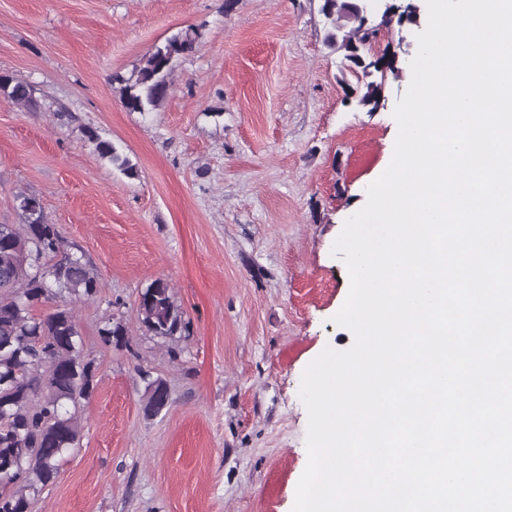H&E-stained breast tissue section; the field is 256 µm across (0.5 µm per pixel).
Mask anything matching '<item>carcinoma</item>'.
<instances>
[{"label": "carcinoma", "mask_w": 512, "mask_h": 512, "mask_svg": "<svg viewBox=\"0 0 512 512\" xmlns=\"http://www.w3.org/2000/svg\"><path fill=\"white\" fill-rule=\"evenodd\" d=\"M327 23L325 45L343 52V63L364 81L345 87V100L370 112L385 105L386 76L399 72L398 52L387 47L370 52L392 23L413 22L409 6L391 4L393 16L365 22L354 0H321ZM202 37L189 27L151 49L130 77L121 79L119 93L131 112H151L168 96L176 61L192 52ZM0 96L17 104H33L32 87L20 80L0 86ZM98 155L122 174L137 170L110 140L91 131ZM23 223L0 224V512H29L37 495L59 472L65 454L78 448L82 427L66 409L93 390L94 362L83 353L82 337L69 301L92 300L101 288L97 273L83 256L66 252L56 224L47 221L36 197L15 196ZM51 301L56 308L41 315ZM141 328L152 336L171 337L188 331L183 311L174 303L167 281L154 280L137 304ZM107 344L120 342L127 327L111 321L100 328ZM167 389L149 379L145 414L154 417L165 404L157 393Z\"/></svg>", "instance_id": "cac0c4a2"}]
</instances>
